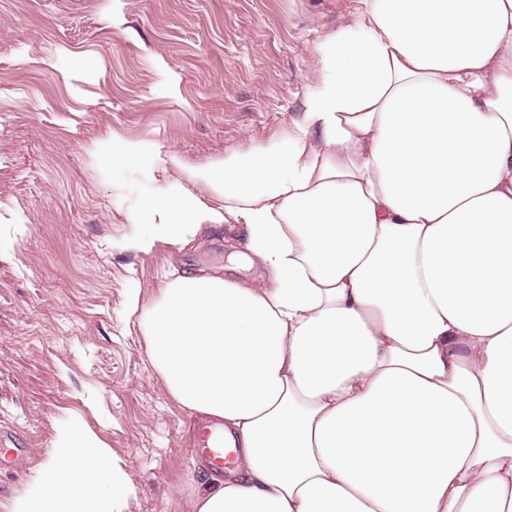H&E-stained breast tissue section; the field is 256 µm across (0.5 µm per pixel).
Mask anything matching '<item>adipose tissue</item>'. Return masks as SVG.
Returning a JSON list of instances; mask_svg holds the SVG:
<instances>
[{
    "label": "adipose tissue",
    "instance_id": "1",
    "mask_svg": "<svg viewBox=\"0 0 512 512\" xmlns=\"http://www.w3.org/2000/svg\"><path fill=\"white\" fill-rule=\"evenodd\" d=\"M360 2L274 141L186 183L155 142L90 148L166 183L127 250L241 224L228 261L261 270L128 290L167 393L235 452L192 512H512V0ZM129 491L75 418L6 512Z\"/></svg>",
    "mask_w": 512,
    "mask_h": 512
}]
</instances>
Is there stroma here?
<instances>
[{"label": "stroma", "mask_w": 512, "mask_h": 512, "mask_svg": "<svg viewBox=\"0 0 512 512\" xmlns=\"http://www.w3.org/2000/svg\"><path fill=\"white\" fill-rule=\"evenodd\" d=\"M360 0H0V503L27 488L62 425L86 419L129 478L125 512H191L208 479L197 422L148 358L142 303L171 270L220 266L243 225L183 251H125L156 190L99 168L111 136L174 149L178 176L269 143L303 109L313 47Z\"/></svg>", "instance_id": "1"}]
</instances>
